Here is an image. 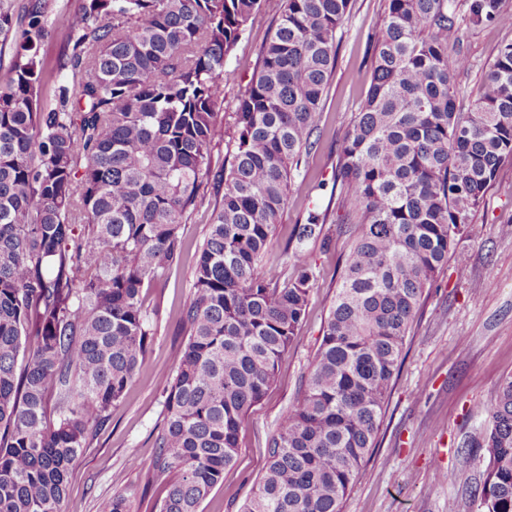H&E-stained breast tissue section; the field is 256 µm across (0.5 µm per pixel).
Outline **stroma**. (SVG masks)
Returning a JSON list of instances; mask_svg holds the SVG:
<instances>
[{
	"label": "stroma",
	"mask_w": 512,
	"mask_h": 512,
	"mask_svg": "<svg viewBox=\"0 0 512 512\" xmlns=\"http://www.w3.org/2000/svg\"><path fill=\"white\" fill-rule=\"evenodd\" d=\"M386 4L352 0L341 28L336 68L316 131L319 144L291 182L265 276L281 282L291 275L283 249L292 225L304 222L309 211L326 215L332 239L307 247L316 279L306 317L281 358L275 383L243 424L237 462L226 468L223 483L202 502L200 512H240L265 465L268 441L296 399L321 342L347 250L346 238L336 233L333 173L343 135L370 85V37L381 31ZM282 7L283 0H266L227 59L221 82L224 129L211 150L212 170L232 160L235 112ZM510 41L512 26L466 30L463 51L471 66L458 79L460 96L476 90L498 46ZM201 191L202 206L180 228L179 255L164 278L142 291L153 325L152 344L134 384L112 407L108 428L74 461L62 512H103L117 493L130 496L134 512H152L160 494L158 486L147 482L164 411L158 380L175 369L184 341L180 313L190 297L197 250L220 203L212 179H205ZM406 349L377 446L342 512H482L484 466L477 443L501 378L512 375L511 159L501 165L483 206L458 236L454 255L409 330Z\"/></svg>",
	"instance_id": "obj_1"
}]
</instances>
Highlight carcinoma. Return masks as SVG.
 I'll use <instances>...</instances> for the list:
<instances>
[{"mask_svg":"<svg viewBox=\"0 0 512 512\" xmlns=\"http://www.w3.org/2000/svg\"><path fill=\"white\" fill-rule=\"evenodd\" d=\"M264 0H0V512H61L69 470L134 383L164 276L201 204L226 57ZM506 0H387L371 81L333 174L348 252L322 341L240 512H341L376 439L405 336L512 159V42L461 111L448 44ZM351 0H285L235 112L234 154L161 380L155 512H199L305 317L323 236L293 225V275L260 273L313 139ZM67 45L44 94L49 14ZM485 512H512V375L489 407Z\"/></svg>","mask_w":512,"mask_h":512,"instance_id":"obj_1","label":"carcinoma"}]
</instances>
